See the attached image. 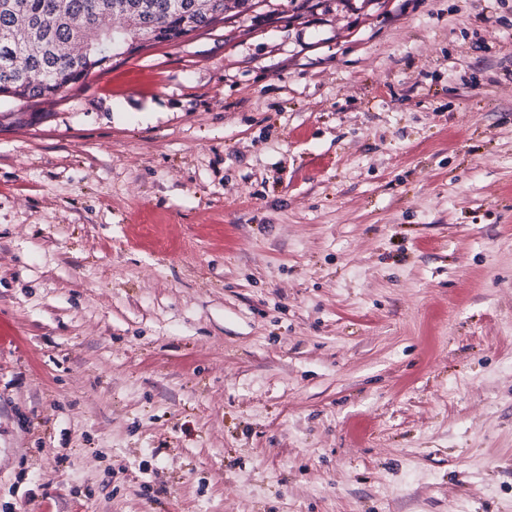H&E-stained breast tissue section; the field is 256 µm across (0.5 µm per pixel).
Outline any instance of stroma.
<instances>
[{
	"instance_id": "obj_1",
	"label": "stroma",
	"mask_w": 512,
	"mask_h": 512,
	"mask_svg": "<svg viewBox=\"0 0 512 512\" xmlns=\"http://www.w3.org/2000/svg\"><path fill=\"white\" fill-rule=\"evenodd\" d=\"M0 512H512V0L1 97Z\"/></svg>"
}]
</instances>
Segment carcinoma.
Here are the masks:
<instances>
[{
    "instance_id": "obj_1",
    "label": "carcinoma",
    "mask_w": 512,
    "mask_h": 512,
    "mask_svg": "<svg viewBox=\"0 0 512 512\" xmlns=\"http://www.w3.org/2000/svg\"><path fill=\"white\" fill-rule=\"evenodd\" d=\"M257 5L255 0H11L0 8V97L49 100L106 65L94 50L110 14L121 45L176 42Z\"/></svg>"
}]
</instances>
